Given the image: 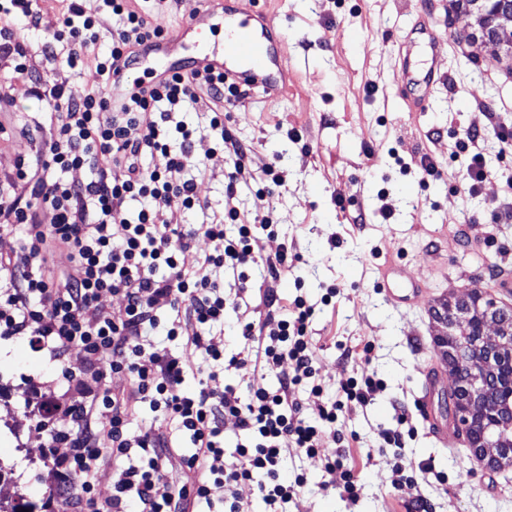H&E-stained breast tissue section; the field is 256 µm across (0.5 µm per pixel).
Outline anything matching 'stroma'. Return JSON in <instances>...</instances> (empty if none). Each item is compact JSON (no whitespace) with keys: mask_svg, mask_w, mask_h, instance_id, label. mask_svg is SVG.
I'll return each instance as SVG.
<instances>
[{"mask_svg":"<svg viewBox=\"0 0 512 512\" xmlns=\"http://www.w3.org/2000/svg\"><path fill=\"white\" fill-rule=\"evenodd\" d=\"M236 15L258 8L272 12L287 35V87L279 93L252 91L230 107L226 129L254 146L257 163L278 158L283 186L258 202L254 186L238 188L235 204L245 220L263 209L277 219L274 233H261L260 256L251 271L247 298L227 306L215 334L225 357L241 349L245 325L265 318L262 291L275 286L281 297L303 292L315 307L309 332L316 344L318 379L326 398H335L352 377L368 371L383 385L370 404L343 410L336 434L346 445L338 483L353 475L359 496L350 501L322 462L291 453L283 464L288 475L306 483L288 502L287 512H408L424 499L429 512H512V466L489 468L477 460L465 435L457 446L442 447L414 413L422 367L436 373V395L447 398L454 383L433 337L441 329L433 313L443 298L466 291L492 294L512 303L501 280L512 279V223L497 224L493 211L512 177V151L495 135L481 144L488 177L478 193H469L465 171L451 153L464 129L490 124L488 106L502 122H512V57L483 48L477 12L452 0H227ZM38 27H15L36 54V75L48 77L52 64L41 57L43 45L60 26V0H41ZM437 28L447 30L449 44L418 53L411 77H404L398 46L417 9ZM438 79L422 81L425 68ZM35 75V76H36ZM33 78V77H32ZM31 77L8 81L7 105L0 108V180L13 176L18 158L34 156L45 137L38 130L46 102L31 94ZM423 95L428 108L409 111L397 88ZM213 106L200 94L178 118L197 135L192 153L203 159L190 171L201 203L194 210L175 209L169 221L184 227L201 223L224 207L230 163L215 148L209 127ZM301 135L292 142L289 130ZM431 157L441 177L403 171L401 162ZM386 192L392 211L380 223L373 210L378 192ZM299 260L271 280L266 257L281 250ZM397 261L426 287L417 303L395 306L381 286L380 266ZM330 304L321 298L328 289ZM55 366L31 351L22 339H0V505L34 504L50 512V456L66 453L65 444L46 446L50 425L39 411L40 394L29 381L54 375ZM410 411V423L396 421L397 407ZM396 431L400 446L385 444L382 430ZM400 484H392L393 468Z\"/></svg>","mask_w":512,"mask_h":512,"instance_id":"35a3bbf8","label":"stroma"}]
</instances>
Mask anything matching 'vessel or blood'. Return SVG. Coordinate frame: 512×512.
Returning a JSON list of instances; mask_svg holds the SVG:
<instances>
[{
  "instance_id": "b4317fda",
  "label": "vessel or blood",
  "mask_w": 512,
  "mask_h": 512,
  "mask_svg": "<svg viewBox=\"0 0 512 512\" xmlns=\"http://www.w3.org/2000/svg\"><path fill=\"white\" fill-rule=\"evenodd\" d=\"M223 29L224 43L222 59L216 64L227 77L239 84L266 91L277 86L283 71L282 62L287 55L284 40L274 36L275 19L272 15L259 12L244 18L229 15L224 9V0H205L203 8L190 11L185 24L176 35L177 41H206L216 29ZM448 34L440 29L430 28L424 16H417L409 35L404 38L405 49L423 44L426 50H433L447 41ZM140 65L162 66L164 71L184 70L182 62L172 60L166 46L146 51L139 59ZM382 285L387 301L394 305H405L416 301L423 292V285L408 276L405 267L395 263L386 264L382 271ZM435 390V378L425 373L424 381L415 399L417 413L428 423L438 443H448L450 436L430 410Z\"/></svg>"
}]
</instances>
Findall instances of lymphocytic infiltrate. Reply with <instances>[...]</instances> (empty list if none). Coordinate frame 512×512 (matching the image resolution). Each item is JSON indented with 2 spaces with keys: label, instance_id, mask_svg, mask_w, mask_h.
Instances as JSON below:
<instances>
[{
  "label": "lymphocytic infiltrate",
  "instance_id": "f902f5d3",
  "mask_svg": "<svg viewBox=\"0 0 512 512\" xmlns=\"http://www.w3.org/2000/svg\"><path fill=\"white\" fill-rule=\"evenodd\" d=\"M19 18L37 26L36 0H0V60L9 62L16 77L33 69L14 28ZM104 38L109 50L101 55L96 47ZM166 38L138 0H67L62 25L43 51L55 66L33 87L49 108V136L34 159L18 163L10 190L0 191V235L24 232L19 251L0 256V335L26 339L58 369L56 377L32 382L53 422L49 446L68 447L51 463L53 512H198L218 492L230 499L228 512H243L233 500L234 488L251 480L270 512H279L305 484L301 474L282 478L288 452L302 451L335 474L343 454L327 440L339 412L369 404L381 386L365 373L349 378L335 399H324L308 333L315 307L302 295L282 302L272 287L264 294L265 318L243 329V356L225 358L211 334L227 305L216 273L231 272L238 293H246L247 269L259 251L256 231L274 227L268 214L259 224L245 222L232 201L238 186L259 172L267 183L255 196L264 199L283 185L284 173L273 161L254 169L251 145L225 132V104L244 99L246 91L213 67L153 78L125 98L112 99L113 72ZM58 44L64 57L54 51ZM75 72L87 80L79 95L70 86ZM202 92L215 104L210 127L219 131L216 146L231 163L227 203L222 219L184 230L169 223L168 212L193 209L199 201L185 177L195 164L189 152L193 132L176 116ZM481 138L473 126L455 144L473 193L487 177ZM80 168L91 171L89 181L66 180V172ZM134 201L140 204L135 218H122ZM229 224L235 234L226 233ZM194 241L201 244L196 253L190 250ZM60 247L69 250L73 266L57 277L49 262ZM107 292L123 295L118 314L99 309ZM162 324L168 336L187 337L194 351L227 369L275 373L276 385L243 397L233 386L216 387L211 372L195 390L185 391L191 362L149 338ZM75 349L87 356L77 373L66 365ZM119 373L127 376L126 386H113ZM302 387L309 390L312 408L296 397ZM144 407L190 439L193 452L181 484L165 477L175 451L169 432L144 433L134 425ZM228 415L248 435L231 463L224 459L221 428ZM106 464L112 467V495L102 501L95 482Z\"/></svg>",
  "mask_w": 512,
  "mask_h": 512
}]
</instances>
